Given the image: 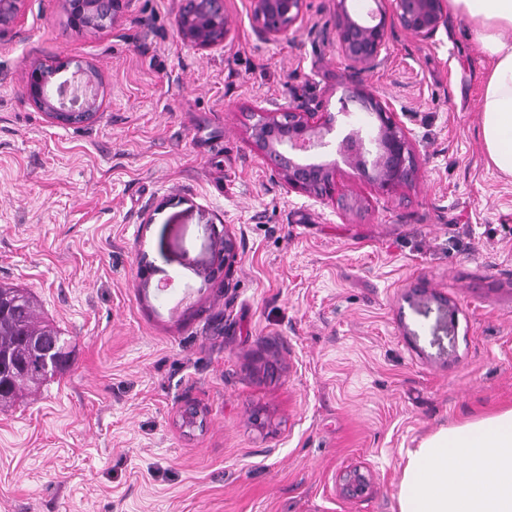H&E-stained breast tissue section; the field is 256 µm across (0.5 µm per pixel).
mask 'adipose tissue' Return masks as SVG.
I'll use <instances>...</instances> for the list:
<instances>
[{"instance_id":"obj_1","label":"adipose tissue","mask_w":512,"mask_h":512,"mask_svg":"<svg viewBox=\"0 0 512 512\" xmlns=\"http://www.w3.org/2000/svg\"><path fill=\"white\" fill-rule=\"evenodd\" d=\"M493 60L479 102L492 166L512 177V0H448ZM398 512H512V408L424 438L407 455Z\"/></svg>"}]
</instances>
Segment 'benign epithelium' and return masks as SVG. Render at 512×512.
<instances>
[{
	"instance_id": "obj_1",
	"label": "benign epithelium",
	"mask_w": 512,
	"mask_h": 512,
	"mask_svg": "<svg viewBox=\"0 0 512 512\" xmlns=\"http://www.w3.org/2000/svg\"><path fill=\"white\" fill-rule=\"evenodd\" d=\"M26 0H0V33L18 25ZM77 27L101 29L112 22L123 0H62ZM376 9L354 18L347 0H337L335 36L339 52L355 73L372 72L387 61L388 21L424 41L435 38L448 14L447 0H373ZM306 0H250L253 29L259 39L270 42L300 25L305 17ZM235 26L224 0H186L180 13L179 30L191 47L206 51L223 44ZM68 63L46 66L32 72L26 87L28 98L40 111L65 125L90 120L100 109L95 74L90 68H77L70 77L50 86V78L67 69ZM350 97L359 101L370 128L348 133L339 144L345 164L360 171L384 191L412 182L416 174L413 140L387 102L356 84ZM336 129V116L269 102L251 112L247 125L252 146L288 187L311 198L332 196L336 180V161L323 159L322 149L330 146L327 137ZM370 135L375 150L364 145L363 134ZM237 259V243L224 232V248L219 250L209 270L230 273ZM371 487V474L357 467L339 477L340 493L360 498Z\"/></svg>"
}]
</instances>
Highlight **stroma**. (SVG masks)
<instances>
[{"label":"stroma","instance_id":"1","mask_svg":"<svg viewBox=\"0 0 512 512\" xmlns=\"http://www.w3.org/2000/svg\"><path fill=\"white\" fill-rule=\"evenodd\" d=\"M183 5L124 0L78 31L60 0H27L0 34V282L74 346L0 409V512H397L408 450L512 406V179L478 134L490 60L451 15L430 41L389 26L387 64L354 75L336 0L272 43L224 0L230 39L198 51ZM68 59L97 74L79 125L26 94ZM357 83L410 132L416 180L386 193L344 165L333 200L288 190L249 112H334L340 138L366 119ZM228 231L236 263L206 277ZM354 467L373 483L349 499ZM371 487V474L361 468L347 470L339 477L340 493L348 498L363 497Z\"/></svg>","mask_w":512,"mask_h":512}]
</instances>
